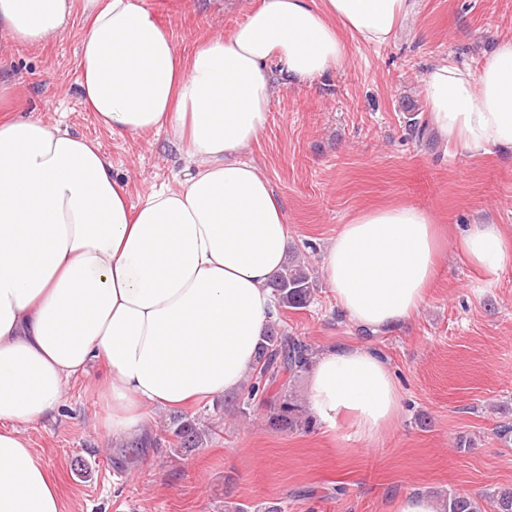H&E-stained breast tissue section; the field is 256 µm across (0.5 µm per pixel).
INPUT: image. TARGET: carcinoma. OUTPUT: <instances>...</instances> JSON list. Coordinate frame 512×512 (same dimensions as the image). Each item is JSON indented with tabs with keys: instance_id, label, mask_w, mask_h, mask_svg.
<instances>
[{
	"instance_id": "carcinoma-1",
	"label": "carcinoma",
	"mask_w": 512,
	"mask_h": 512,
	"mask_svg": "<svg viewBox=\"0 0 512 512\" xmlns=\"http://www.w3.org/2000/svg\"><path fill=\"white\" fill-rule=\"evenodd\" d=\"M277 300L278 311L306 307L312 298L314 281L309 267L297 256L288 261L270 283ZM313 356L312 348L305 342L281 332L277 322H272L259 347L256 364L247 383L248 396L254 397L266 385L277 379L282 371L300 372L308 367ZM302 406L289 391H284L272 422L276 425L297 429L301 426ZM170 433L174 438V451L182 448H197L203 442V432L195 421L186 417L173 420ZM493 512H512V489L498 492L490 498ZM438 512H480L477 503L467 494H450L438 503Z\"/></svg>"
}]
</instances>
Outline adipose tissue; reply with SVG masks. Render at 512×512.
<instances>
[{
	"label": "adipose tissue",
	"mask_w": 512,
	"mask_h": 512,
	"mask_svg": "<svg viewBox=\"0 0 512 512\" xmlns=\"http://www.w3.org/2000/svg\"><path fill=\"white\" fill-rule=\"evenodd\" d=\"M419 0H261L229 34L182 53L142 0H0V30L25 46L84 32L81 100L111 132L164 130L182 145L177 187L131 206L112 165L84 137L35 115L0 120V512H66L20 425L53 417L67 383L104 362L108 431L142 434L146 407L238 389L276 316L269 280L288 242L282 201L249 151L265 130L275 77L304 83L340 69L343 31L395 40ZM434 135L478 157H512V39L479 73L438 63L423 75ZM422 207L366 209L324 246L341 314L376 334L425 302L441 249ZM467 261L495 276L512 253L499 224L460 236ZM310 407L349 416L362 437L399 411L397 380L367 343L322 354Z\"/></svg>",
	"instance_id": "obj_1"
}]
</instances>
